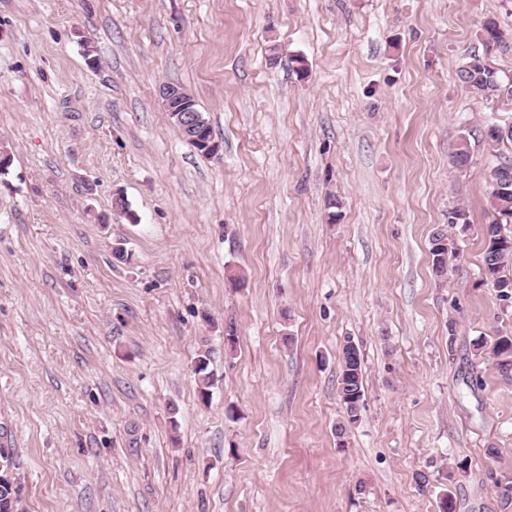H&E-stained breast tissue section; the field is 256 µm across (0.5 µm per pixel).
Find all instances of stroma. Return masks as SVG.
<instances>
[{"instance_id":"1","label":"stroma","mask_w":512,"mask_h":512,"mask_svg":"<svg viewBox=\"0 0 512 512\" xmlns=\"http://www.w3.org/2000/svg\"><path fill=\"white\" fill-rule=\"evenodd\" d=\"M488 18L512 38V0H0L17 512H503L512 377L476 351L512 331L482 279L495 159L451 168L464 125L512 123L457 77ZM165 83L218 155L172 124ZM460 203L439 284L431 235ZM349 338L365 393L340 437ZM159 95L166 111L175 119V122L183 130L185 135L198 143L185 137L198 153H206L215 156L220 152V142L216 141L213 135L208 134L205 122V119L209 122L208 118L194 108V100L190 97L188 92L178 87L161 85ZM199 146L204 148L203 151ZM206 154L202 155L206 157L209 156ZM212 350L206 345L198 350L194 372L198 376L199 392L202 399L209 396V388L212 386V374L208 371Z\"/></svg>"}]
</instances>
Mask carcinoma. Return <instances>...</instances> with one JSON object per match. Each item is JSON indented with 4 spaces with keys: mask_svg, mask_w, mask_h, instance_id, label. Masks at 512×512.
<instances>
[{
    "mask_svg": "<svg viewBox=\"0 0 512 512\" xmlns=\"http://www.w3.org/2000/svg\"><path fill=\"white\" fill-rule=\"evenodd\" d=\"M482 41L485 53H471L464 57L457 68L461 84L474 96L486 101L512 102V77L503 76L494 68L487 53L497 48L508 49L507 42L493 19L482 24ZM512 143V126L501 128L498 123L486 120L461 129L457 146L452 156V166L459 174L466 173L474 163L475 154L485 151L496 154L505 143ZM508 160L493 167L489 174L491 219L482 226L486 242L483 258V275L496 289L497 299L512 302V276L504 273L512 264V234L505 232V226L512 224V173L503 168ZM448 223L467 228L470 215L463 205L448 211ZM455 253V247L448 243V234L435 230L430 241L432 272L442 282L447 275L448 254ZM212 350L206 346L198 350L194 372L198 376L201 398L209 396L212 374L208 371ZM495 366L499 372H512V336L499 337L492 349ZM337 393L343 405L342 424L336 430L343 433L346 427L358 420L364 396L362 359L359 348L346 340L341 351ZM0 468L9 470L10 481L0 484V512H16L20 497V483L13 470L11 451L0 448Z\"/></svg>",
    "mask_w": 512,
    "mask_h": 512,
    "instance_id": "cac0c4a2",
    "label": "carcinoma"
}]
</instances>
